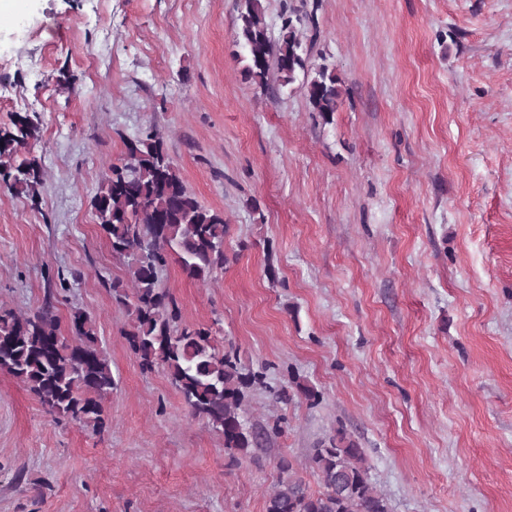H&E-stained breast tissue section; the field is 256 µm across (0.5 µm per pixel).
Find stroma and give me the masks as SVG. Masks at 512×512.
<instances>
[{
	"instance_id": "1",
	"label": "stroma",
	"mask_w": 512,
	"mask_h": 512,
	"mask_svg": "<svg viewBox=\"0 0 512 512\" xmlns=\"http://www.w3.org/2000/svg\"><path fill=\"white\" fill-rule=\"evenodd\" d=\"M331 64L330 122L245 79L236 0H15L0 20V126L36 115L38 204L0 187V305L94 321L117 386L96 432L0 373V512H264L280 458L312 490L344 429L392 512H512V0H291ZM160 134L220 211L228 260L161 274L185 323L265 374L268 437L230 461L112 300L127 282L90 199ZM318 403L279 398L290 375Z\"/></svg>"
}]
</instances>
